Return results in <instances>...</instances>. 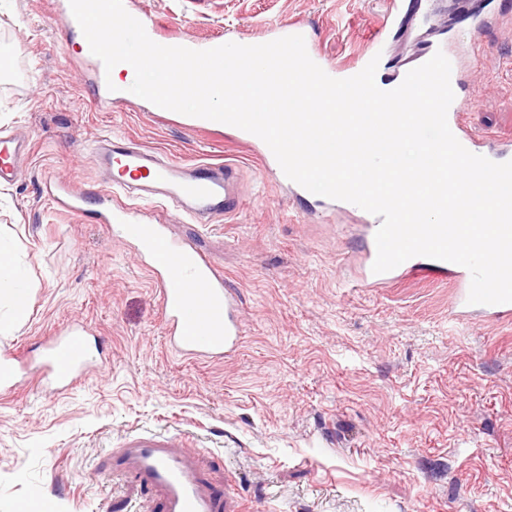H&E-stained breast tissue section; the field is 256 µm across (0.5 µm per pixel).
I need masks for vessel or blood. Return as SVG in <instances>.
Instances as JSON below:
<instances>
[{"mask_svg":"<svg viewBox=\"0 0 512 512\" xmlns=\"http://www.w3.org/2000/svg\"><path fill=\"white\" fill-rule=\"evenodd\" d=\"M403 0H389L380 24L371 34L367 47L354 66L331 63L321 54L312 59L329 76L344 79L359 73L379 52L384 51L393 28L399 24ZM499 22L496 15L483 13L473 17L468 39H449L441 50L451 63V85L459 87L466 72L484 57L482 34ZM147 35L154 42L196 48L195 40L176 39L163 34L156 21L143 19ZM91 88L94 95L106 99L134 101L126 87L108 90L103 63H96ZM451 132L470 152L502 163L512 160V140L475 133L467 124L459 104H451L447 114ZM30 154L27 139L10 133L0 136V182L12 181ZM95 164L108 172L107 188L101 196L107 201L108 218L113 219V236L135 241L141 254L151 260L149 271L158 289L168 347L183 357L206 360L230 357L240 346L241 324L237 314V295L224 285L223 276L209 258L192 246L168 236L157 218L131 219V207L118 202V195H136L155 199L162 206L193 219L199 224H217L238 212L241 206L239 172L227 163L183 164L167 155L116 134H105L90 148ZM46 196L63 211L83 214L93 195L90 186L76 180L52 175L45 179ZM367 228L358 262L346 281L350 288H378L403 274L430 267L453 289L452 315H492L512 317V303L472 305L468 302L471 285L469 271L458 264L416 256L385 273L372 270L376 258L375 233L380 217L363 213ZM94 365L90 356L86 329L73 323L47 337L43 352L34 357L25 351L0 353V393L15 389L20 380L33 379L40 387L62 393L84 379ZM113 470L138 480L160 493L162 512H225L224 494L208 483L204 474L182 453L180 440L138 437L129 441L112 457Z\"/></svg>","mask_w":512,"mask_h":512,"instance_id":"1","label":"vessel or blood"}]
</instances>
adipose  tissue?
I'll list each match as a JSON object with an SVG mask.
<instances>
[{"mask_svg":"<svg viewBox=\"0 0 512 512\" xmlns=\"http://www.w3.org/2000/svg\"><path fill=\"white\" fill-rule=\"evenodd\" d=\"M23 268L14 246L0 242V301L8 311L0 315V333L9 332L27 320L35 295L31 287L23 285Z\"/></svg>","mask_w":512,"mask_h":512,"instance_id":"obj_1","label":"adipose tissue"}]
</instances>
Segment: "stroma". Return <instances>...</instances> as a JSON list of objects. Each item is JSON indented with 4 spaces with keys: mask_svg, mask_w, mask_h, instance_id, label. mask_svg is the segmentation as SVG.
I'll list each match as a JSON object with an SVG mask.
<instances>
[{
    "mask_svg": "<svg viewBox=\"0 0 512 512\" xmlns=\"http://www.w3.org/2000/svg\"><path fill=\"white\" fill-rule=\"evenodd\" d=\"M437 27L416 25L425 2ZM167 34L200 43L258 38L273 23L309 24L320 53L351 62L387 0H131ZM483 36L466 114L512 138V0ZM57 0H0V133L25 131L31 158L0 182V234L14 241L35 288L27 322L0 352L37 354L71 323L87 329L97 366L63 394L36 382L0 395V512L41 498L51 512H157L154 493L112 469L133 436L180 434L199 449L229 512H512V322L451 316L435 276L386 288L343 284L362 245L359 215L320 207L282 185L261 146L202 130L145 103L104 109L75 66L77 40L57 31ZM386 75L460 27L452 0H405ZM111 131L181 162L238 165L240 210L207 227L171 210L169 234L204 252L239 299L237 355L193 361L166 344L159 293L134 245L98 221L53 208L44 177L103 178L85 146Z\"/></svg>",
    "mask_w": 512,
    "mask_h": 512,
    "instance_id": "obj_1",
    "label": "stroma"
}]
</instances>
